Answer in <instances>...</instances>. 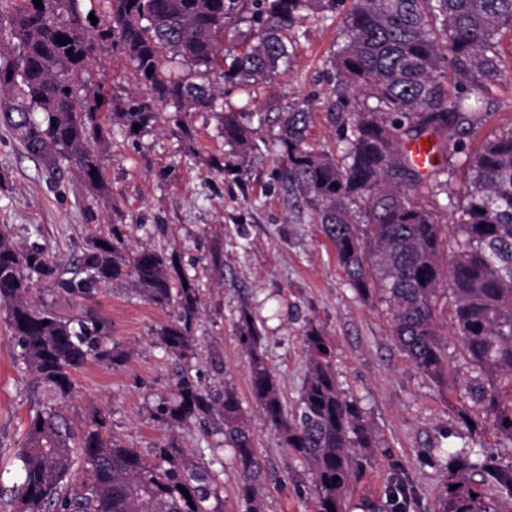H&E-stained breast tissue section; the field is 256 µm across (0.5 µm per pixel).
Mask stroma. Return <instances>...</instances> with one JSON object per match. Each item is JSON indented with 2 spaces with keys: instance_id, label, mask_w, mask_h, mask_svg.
<instances>
[{
  "instance_id": "1",
  "label": "stroma",
  "mask_w": 512,
  "mask_h": 512,
  "mask_svg": "<svg viewBox=\"0 0 512 512\" xmlns=\"http://www.w3.org/2000/svg\"><path fill=\"white\" fill-rule=\"evenodd\" d=\"M343 28L340 12L325 22L309 18L289 65L243 87L213 78L216 111L192 113L184 127L175 125L168 107L136 137L113 128L103 159L112 191L106 204L94 200L74 164L64 161L59 171L48 172L0 128V224L11 226L18 244L46 246L67 265L76 264L79 243L114 226L129 250H176L182 271L202 294L192 330L197 356L188 374L201 385L238 393L263 464L261 512H312L313 498L305 462L289 454L251 395L238 332L245 309L256 318L259 350L287 407L296 404L306 376L307 329H322L334 345L337 381L363 408L379 442L362 451L365 464L352 481L347 512H384L388 490L398 481L411 493L408 512H435L448 473L428 450L451 446V434L461 429L456 392L437 386L407 359L386 303L365 302L352 292L315 211L289 199L276 177L275 139L292 108L311 105L313 143L330 149L338 144L326 118L331 86L324 62L342 43ZM130 70L110 41L99 40L81 93H101L117 104L140 97L143 88ZM227 111L255 128V147L242 168L221 171L209 159L232 158L221 124ZM216 250L217 267L210 262ZM95 310L108 325L109 343L125 358L112 366L91 362L77 372L70 421L81 425L99 409L108 414L112 434L127 444L146 449L176 439L186 457L215 474L224 512H245L240 471L223 437L192 420L170 427L160 413L172 397L177 366L157 331L174 319L173 309L148 302L125 280L101 290ZM43 402L0 319V512H12L9 492L22 479L16 452Z\"/></svg>"
}]
</instances>
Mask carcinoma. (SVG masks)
<instances>
[{
	"label": "carcinoma",
	"instance_id": "obj_1",
	"mask_svg": "<svg viewBox=\"0 0 512 512\" xmlns=\"http://www.w3.org/2000/svg\"><path fill=\"white\" fill-rule=\"evenodd\" d=\"M83 2L40 0L38 7L35 0H0V88L14 97L0 117L32 158L48 169L62 160L75 164L85 185L105 199L102 154L110 129L98 116L102 106L130 136L152 126L168 105L177 114L212 111L215 94L204 79L258 82L289 63L307 18L327 20L346 0H254L257 43L228 66L224 32L241 10L239 0H100L107 11L99 37L111 40L145 87L116 109L108 98L90 100L76 89L97 52L84 31ZM506 36L512 44V0H351L345 39L325 61L333 84L326 112L343 155L310 143L308 107L285 114L278 141L282 176L316 211L349 287L365 302L383 296L400 348L436 385L454 386L466 429L490 427L512 443V128L475 149L464 142L486 121L492 88L512 74ZM176 65L196 68L201 82L175 73ZM421 137L435 154L426 173L405 150ZM224 143L241 159L252 148V131L233 112L224 113ZM456 166L468 175L461 196L449 187ZM79 250L71 269L44 246L18 247L0 225V313L49 401L31 417L16 454V512H223L211 470L185 457L175 439L144 452L105 432L101 412L82 429L69 423L72 374L90 360L115 364L123 357L105 347V325L94 309L102 289L130 280L150 303L174 308L175 319L157 336L184 362L195 357L191 326L200 305L198 284L173 253L127 252L114 231L87 237ZM34 278L77 313L61 316L32 303ZM443 293L460 344L455 366L435 319ZM261 338L256 320L242 311L239 341L249 356L252 397L306 463L314 512H345L361 467L354 449L378 441L336 380L335 349L321 331L307 330V373L288 411L257 352ZM162 412L172 427L195 418L224 437L240 468L246 512H259L262 467L238 393L182 376ZM438 462L456 486L439 498L438 512H502V501L512 500V463L497 465L482 449L443 452ZM467 471L478 473L479 483L464 480ZM406 504V486L398 482L389 492L390 512H404Z\"/></svg>",
	"mask_w": 512,
	"mask_h": 512
}]
</instances>
